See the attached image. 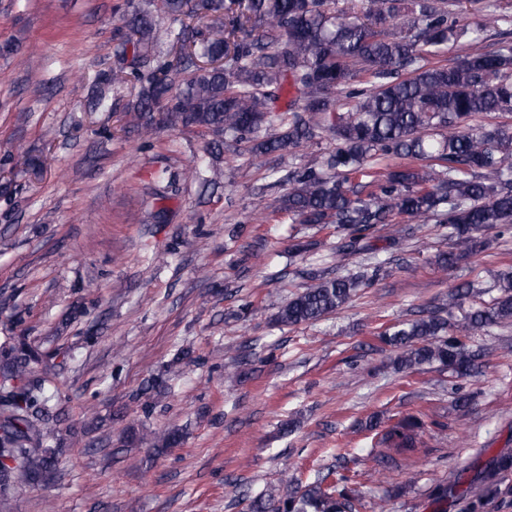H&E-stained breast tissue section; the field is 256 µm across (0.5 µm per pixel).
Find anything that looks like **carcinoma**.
Here are the masks:
<instances>
[{
  "label": "carcinoma",
  "instance_id": "1",
  "mask_svg": "<svg viewBox=\"0 0 512 512\" xmlns=\"http://www.w3.org/2000/svg\"><path fill=\"white\" fill-rule=\"evenodd\" d=\"M460 0H162L174 22H197L196 37L180 43L172 67L182 87L148 69L150 55L171 41L172 30L153 22L151 0L125 17L128 38L111 70L100 73L95 106L109 108L112 85L140 84L133 112H156L170 129L195 127L241 139L268 123L271 104L284 95L293 106L278 117L280 130L253 144L272 153L322 138L336 148L277 182L288 191L272 210L293 224H333L339 255L371 253L370 231L407 216L448 225L453 250L438 257L446 269L488 248L489 225L512 224V127L474 134L475 117L512 112V29L488 47L476 30L462 27ZM409 19L405 32L391 23ZM468 37L463 58L433 61L448 42ZM382 272L331 277L312 274L301 291L282 304L281 326L313 323L344 306L357 289ZM499 295L465 307L470 284L448 294V316L427 311L387 334L399 350L398 365L412 370L438 365L458 376L479 369L478 355L464 339L473 329L512 322V276L496 285ZM49 356L25 336L0 348V372L15 386L0 395V457L22 460L21 479L54 470L58 402L35 367ZM421 421L398 420L384 440L397 451L414 447ZM139 439L155 448L181 442L176 432ZM512 471V454L488 458L462 494L470 512L505 493L500 475ZM0 468V512H12V481ZM358 484L336 473L303 485L293 477L283 487L253 499L249 512H354Z\"/></svg>",
  "mask_w": 512,
  "mask_h": 512
}]
</instances>
